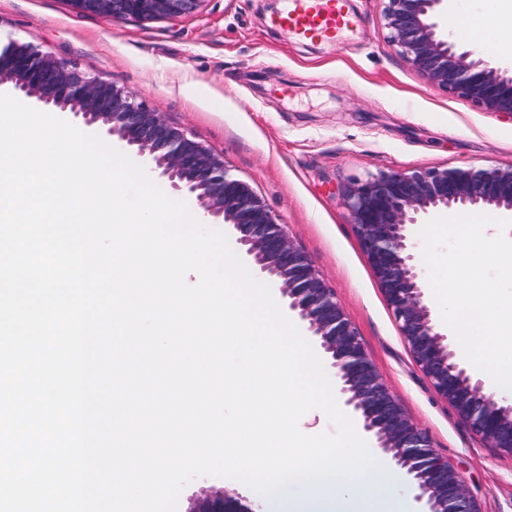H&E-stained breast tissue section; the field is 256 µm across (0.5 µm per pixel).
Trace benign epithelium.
I'll return each mask as SVG.
<instances>
[{
	"instance_id": "1",
	"label": "benign epithelium",
	"mask_w": 512,
	"mask_h": 512,
	"mask_svg": "<svg viewBox=\"0 0 512 512\" xmlns=\"http://www.w3.org/2000/svg\"><path fill=\"white\" fill-rule=\"evenodd\" d=\"M78 13L122 19H174L201 0H67ZM384 27L403 59L431 84L512 117V66L448 41L440 26L448 0H382ZM0 79L47 110L70 111L145 158L173 191L194 198L208 218L231 226L240 250L279 285L288 309L327 354L343 404L370 433L374 449L406 471V490L423 512H477L463 475L433 447L380 377L336 293L292 241L285 224L224 158L153 112L136 94L18 42L0 45ZM362 252L415 363L460 421L489 447L512 457V402L486 390L454 349L429 303L410 228L432 209L512 212V165L431 167L371 174L346 194ZM202 512H262L245 496L208 492Z\"/></svg>"
}]
</instances>
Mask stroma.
<instances>
[{"label": "stroma", "instance_id": "obj_1", "mask_svg": "<svg viewBox=\"0 0 512 512\" xmlns=\"http://www.w3.org/2000/svg\"><path fill=\"white\" fill-rule=\"evenodd\" d=\"M482 33L450 40L512 63L497 0H453ZM336 40L291 41L266 0H203L175 20L76 13L67 0H0V43H27L137 94L247 182L335 290L379 374L478 512H512V457L457 419L414 362L350 222L343 192L380 172L512 165V118L430 84L388 39L380 0H345Z\"/></svg>", "mask_w": 512, "mask_h": 512}]
</instances>
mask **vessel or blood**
Wrapping results in <instances>:
<instances>
[{"mask_svg": "<svg viewBox=\"0 0 512 512\" xmlns=\"http://www.w3.org/2000/svg\"><path fill=\"white\" fill-rule=\"evenodd\" d=\"M288 6L274 15L270 24L288 39H333L350 24L341 0H287Z\"/></svg>", "mask_w": 512, "mask_h": 512, "instance_id": "vessel-or-blood-1", "label": "vessel or blood"}]
</instances>
